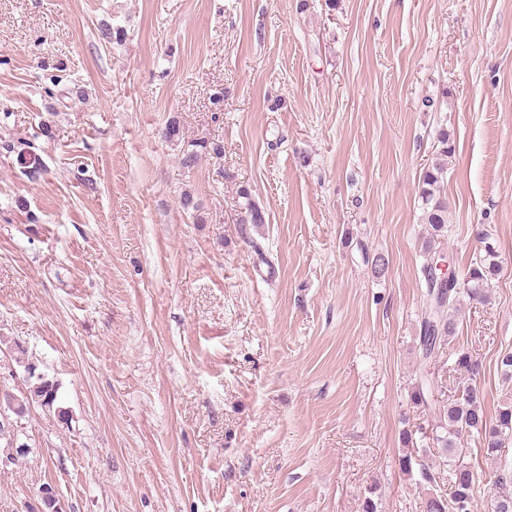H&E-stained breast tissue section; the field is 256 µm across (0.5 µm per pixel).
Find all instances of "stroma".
I'll use <instances>...</instances> for the list:
<instances>
[{
  "mask_svg": "<svg viewBox=\"0 0 512 512\" xmlns=\"http://www.w3.org/2000/svg\"><path fill=\"white\" fill-rule=\"evenodd\" d=\"M443 128V251L465 275L488 229L500 271L426 361ZM248 201L263 223L240 225ZM507 349L512 0H0V386L25 390V355L70 413L12 416L29 451L0 465V512L47 484L67 512H420L399 466L400 431L435 421L416 377L446 403L472 352L492 414ZM458 457L491 512L512 443ZM446 167L441 162H436L423 171L420 198L426 224H429L432 232L422 242V249L429 260L435 256L437 241L445 237L448 232V199L442 195L440 185L444 181ZM432 254V256H431ZM435 378V373H431L426 369L419 374L410 393V400L412 404L416 407L429 406V402L433 398Z\"/></svg>",
  "mask_w": 512,
  "mask_h": 512,
  "instance_id": "stroma-1",
  "label": "stroma"
}]
</instances>
